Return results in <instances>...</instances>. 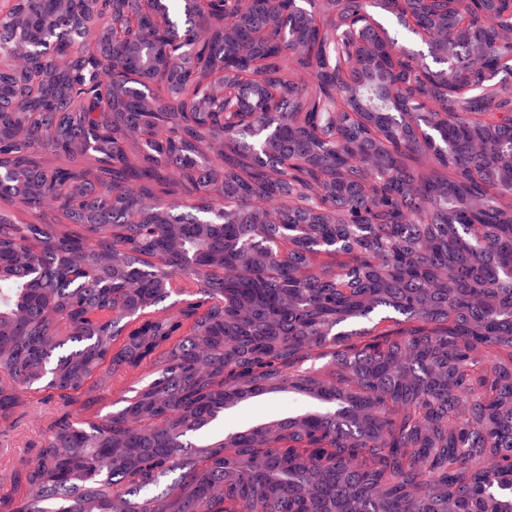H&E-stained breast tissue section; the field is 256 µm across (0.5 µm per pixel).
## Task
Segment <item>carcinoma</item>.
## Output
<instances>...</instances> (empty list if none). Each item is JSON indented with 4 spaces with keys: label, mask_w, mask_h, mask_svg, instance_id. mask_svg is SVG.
Returning a JSON list of instances; mask_svg holds the SVG:
<instances>
[{
    "label": "carcinoma",
    "mask_w": 512,
    "mask_h": 512,
    "mask_svg": "<svg viewBox=\"0 0 512 512\" xmlns=\"http://www.w3.org/2000/svg\"><path fill=\"white\" fill-rule=\"evenodd\" d=\"M59 2L29 0L27 28L39 33ZM164 9L174 26L191 24L184 4L164 0ZM312 16L300 0L294 22L307 30ZM509 29L501 8L483 35ZM223 51L217 31L197 45L194 70L205 76ZM300 66L312 60L274 58L264 81L291 91ZM486 67L504 77L512 51ZM331 81L325 74L289 97L294 120L276 134L292 152L286 169L247 152L248 130L233 133L224 159L204 156L220 126L120 103L109 67L72 85L67 107L21 137L26 116L0 119V169L24 185L0 186V199L38 213L17 224L0 212V435L26 404L40 406V421L87 393L85 407L101 403L116 378L153 375L112 412L55 414L35 460L0 482V512H486L491 486L499 512H512V466L500 463L512 453V209L491 191L512 157V126L483 125L450 101L445 120L422 115L431 170L401 162L343 185L329 162L345 144L407 148L414 135L373 92L360 118L317 122ZM17 90V79L0 76L5 107ZM131 124L148 139L113 148ZM78 139L92 143L89 168L65 170L58 185L81 232L35 204L45 158L66 159L58 147ZM173 163L189 195L224 168L231 219L199 224L203 214L167 190L168 213L123 222L125 179L143 181L153 198L151 184H170L162 171ZM318 178L325 196L308 209L301 201ZM364 183L419 190L367 204ZM273 189L280 223L236 209L240 197L260 203ZM476 194L484 204L472 211ZM476 224L491 242L483 252ZM323 254L347 260L317 262ZM295 265L308 281H295ZM407 349L417 358L394 370ZM271 393L321 409L206 438L225 411ZM400 403L406 412L394 411ZM304 454L324 465L300 471Z\"/></svg>",
    "instance_id": "cac0c4a2"
}]
</instances>
